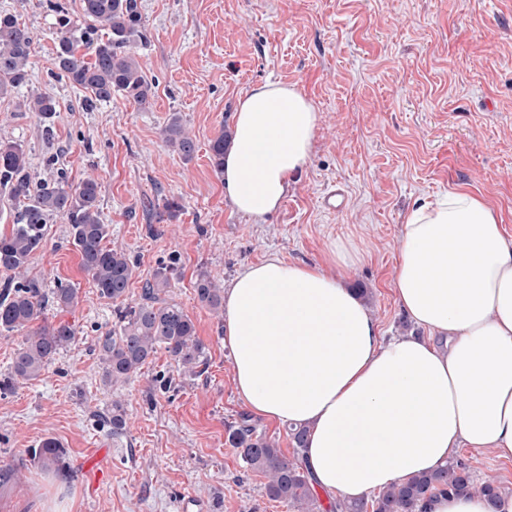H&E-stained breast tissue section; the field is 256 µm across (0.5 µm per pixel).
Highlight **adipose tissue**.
<instances>
[{
    "label": "adipose tissue",
    "instance_id": "ef3b65f1",
    "mask_svg": "<svg viewBox=\"0 0 512 512\" xmlns=\"http://www.w3.org/2000/svg\"><path fill=\"white\" fill-rule=\"evenodd\" d=\"M319 115L295 86H257L234 114L224 195L262 222L308 163ZM336 270L271 256L224 292V343L250 411L307 429L313 486L348 501L443 467L462 448L512 462V237L464 189L425 198L401 227L394 290L421 336L383 341ZM422 512H512L480 494H436Z\"/></svg>",
    "mask_w": 512,
    "mask_h": 512
}]
</instances>
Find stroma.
<instances>
[{
    "instance_id": "stroma-1",
    "label": "stroma",
    "mask_w": 512,
    "mask_h": 512,
    "mask_svg": "<svg viewBox=\"0 0 512 512\" xmlns=\"http://www.w3.org/2000/svg\"><path fill=\"white\" fill-rule=\"evenodd\" d=\"M146 44L135 53L155 80L149 105L122 96L87 107V91L51 73L56 16L39 0H0L33 37L30 76L0 99V142L22 144L34 180L64 175L101 186L109 245L136 265L139 302L159 262L177 257L166 300L191 315L207 368L176 375L165 351L128 382L104 383L98 336L117 321L70 244L68 222L47 228L27 275L71 284L77 302L47 307L78 336L34 381L0 394V512H289L262 476L226 444L247 407L233 383L223 316L199 302L207 270L228 286L270 255L318 264L339 242L359 251L347 283L362 290L383 336L414 331L393 288L400 227L425 197L461 186L483 198L512 234V0H140ZM296 86L319 114L311 158L281 206L257 224L224 196L211 144L232 127L237 103L265 82ZM50 94L51 122L19 108ZM180 113L196 141L192 160L163 139ZM336 189L339 211L321 207ZM174 202L167 210L166 202ZM122 401L126 429L107 423ZM67 450L53 473L33 463L45 438Z\"/></svg>"
}]
</instances>
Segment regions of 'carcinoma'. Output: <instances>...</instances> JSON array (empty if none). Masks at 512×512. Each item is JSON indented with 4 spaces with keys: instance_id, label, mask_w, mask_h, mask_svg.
Segmentation results:
<instances>
[{
    "instance_id": "1",
    "label": "carcinoma",
    "mask_w": 512,
    "mask_h": 512,
    "mask_svg": "<svg viewBox=\"0 0 512 512\" xmlns=\"http://www.w3.org/2000/svg\"><path fill=\"white\" fill-rule=\"evenodd\" d=\"M57 15L54 75L91 93L89 103L107 102L120 94L139 107L150 103L155 83L139 65L132 46L146 41L138 0H81L84 23H76L58 0H39ZM33 39L30 31L12 13H0V96H8L29 80ZM89 46L92 57L78 56V48ZM20 107L38 118L51 119L54 98L46 93L26 97ZM163 136L184 159H192L196 146L186 133L181 115L170 114ZM232 134L222 131L211 145L218 170L224 168V149ZM31 159L23 145L0 143V185L11 188L14 198L23 201L14 211L11 230L0 234V268L16 275L27 272L42 249L47 224L62 216L69 224L70 243L80 253L84 270L91 276L100 297L117 303L118 325L97 338L95 344L105 382H127L158 350H165L182 376H197L206 365V346L197 335L191 316L176 303L160 297L174 275V263H161L143 284L141 302L125 303L126 290L135 264L122 251L106 244L109 225L103 223L100 187L88 178L72 190L65 180L35 182ZM195 290L199 302L215 314L224 309V290L202 270ZM76 302L75 289L58 284L44 289L37 279L25 277L9 281L0 290V332L30 330L16 352L11 370L0 379V393L19 381L37 379L43 370L77 337L66 323H39L46 305L65 310ZM112 434L125 431L123 405L112 402ZM226 443L238 450L246 469L266 479V495L295 509L319 512L317 495L300 465L299 458L287 459L276 441L257 433L249 417L229 429ZM33 461L45 470H58L65 464L66 449L53 439L43 440L32 450ZM503 487L494 477L474 482L470 467L451 461L444 469L413 477L374 496L372 512H416L418 503L435 493L466 495L481 493L496 498Z\"/></svg>"
}]
</instances>
